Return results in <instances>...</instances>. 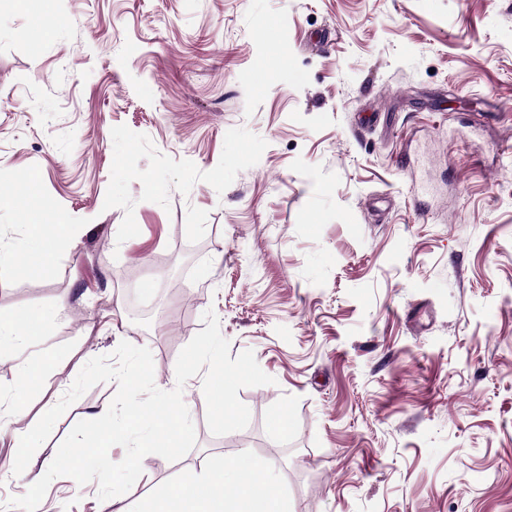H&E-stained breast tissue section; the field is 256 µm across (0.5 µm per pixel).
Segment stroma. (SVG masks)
Returning a JSON list of instances; mask_svg holds the SVG:
<instances>
[{"label":"stroma","instance_id":"stroma-1","mask_svg":"<svg viewBox=\"0 0 512 512\" xmlns=\"http://www.w3.org/2000/svg\"><path fill=\"white\" fill-rule=\"evenodd\" d=\"M0 183L40 204L0 203L7 240L86 228L0 267V310L64 308L16 430L124 340L173 389L209 310L274 379L221 436L189 379L196 443L147 459L129 512L241 454L288 512H512V0H0ZM98 492L59 477L38 512ZM83 230L81 224H31L28 225L27 246L13 252L11 243L0 246V262L14 258L17 269L31 272L46 267L62 241L76 242ZM17 253V254H15Z\"/></svg>","mask_w":512,"mask_h":512}]
</instances>
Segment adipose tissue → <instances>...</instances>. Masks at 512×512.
I'll return each instance as SVG.
<instances>
[{"label":"adipose tissue","mask_w":512,"mask_h":512,"mask_svg":"<svg viewBox=\"0 0 512 512\" xmlns=\"http://www.w3.org/2000/svg\"><path fill=\"white\" fill-rule=\"evenodd\" d=\"M78 224H32L27 245L20 252L0 246V262L14 259L19 270L46 267L61 242H76ZM31 317L19 311L0 313V352L14 361V385L8 398L0 397V441L11 437L9 418L27 405L30 384L29 351L35 340ZM144 512H286L270 483L265 464L242 456L224 458L202 470L187 471L164 492L149 499Z\"/></svg>","instance_id":"1"}]
</instances>
